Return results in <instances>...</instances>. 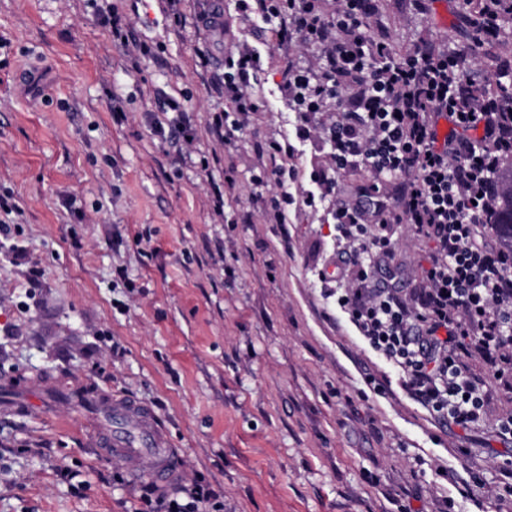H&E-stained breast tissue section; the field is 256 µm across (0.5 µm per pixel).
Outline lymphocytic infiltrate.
<instances>
[{
	"label": "lymphocytic infiltrate",
	"mask_w": 512,
	"mask_h": 512,
	"mask_svg": "<svg viewBox=\"0 0 512 512\" xmlns=\"http://www.w3.org/2000/svg\"><path fill=\"white\" fill-rule=\"evenodd\" d=\"M177 25L216 35L224 69L210 84L231 111L211 131L227 140L251 126L261 50L242 34L263 22L273 44L312 49L289 58L280 92L295 112L293 138L254 145L255 183L281 186L268 221L283 224L296 198L297 144L323 141L330 163L312 170L302 203L330 202L336 226V304L358 335L398 374L401 388L453 433L491 429L512 447V411L490 418L488 389L466 360L480 352L512 389V249L495 232L500 178L512 163V57L493 87L479 88L460 52L440 43L396 51L375 0H209ZM472 40L512 41V0H466ZM367 169L371 181L344 194L340 177ZM407 225L425 248L418 287H398L394 236Z\"/></svg>",
	"instance_id": "f902f5d3"
}]
</instances>
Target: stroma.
<instances>
[{
  "mask_svg": "<svg viewBox=\"0 0 512 512\" xmlns=\"http://www.w3.org/2000/svg\"><path fill=\"white\" fill-rule=\"evenodd\" d=\"M150 53L131 66L86 0H0V512H141L147 476L101 455L104 398L151 409L179 477L224 512H413L454 496L442 466L491 483L495 460L399 387L317 277L334 257L326 208L267 223L276 184L251 180L254 132L294 116L277 86L287 49L253 87L257 131L210 133L223 97L199 79L208 43L174 35L163 0H112ZM400 50L459 49L462 0H381ZM184 106L190 140L150 115ZM210 168L201 171V159ZM224 212L213 210L226 177ZM88 401H80V394Z\"/></svg>",
  "mask_w": 512,
  "mask_h": 512,
  "instance_id": "1",
  "label": "stroma"
}]
</instances>
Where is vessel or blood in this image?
Masks as SVG:
<instances>
[{"label":"vessel or blood","instance_id":"b4317fda","mask_svg":"<svg viewBox=\"0 0 512 512\" xmlns=\"http://www.w3.org/2000/svg\"><path fill=\"white\" fill-rule=\"evenodd\" d=\"M112 425L97 438L101 451L158 483L172 480V454L154 413L132 399L112 398Z\"/></svg>","mask_w":512,"mask_h":512}]
</instances>
